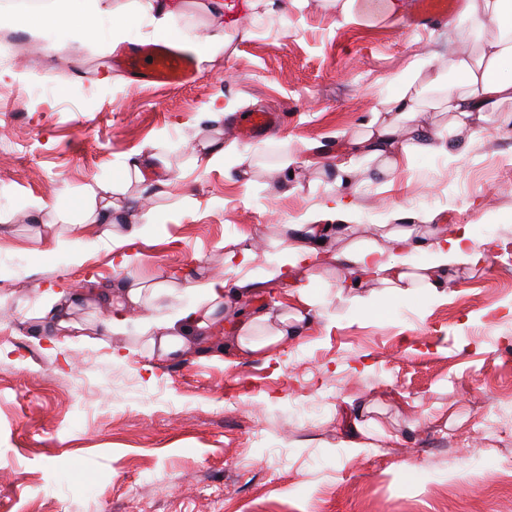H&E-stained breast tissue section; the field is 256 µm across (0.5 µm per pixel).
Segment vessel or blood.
I'll return each mask as SVG.
<instances>
[{
	"label": "vessel or blood",
	"instance_id": "vessel-or-blood-1",
	"mask_svg": "<svg viewBox=\"0 0 512 512\" xmlns=\"http://www.w3.org/2000/svg\"><path fill=\"white\" fill-rule=\"evenodd\" d=\"M448 6V0H415L411 22L421 26L445 20ZM120 67L140 84L167 87L189 83L197 63L169 43L135 44L124 52ZM281 119V114L273 111L251 112L240 120L237 129L242 140L248 141L276 127Z\"/></svg>",
	"mask_w": 512,
	"mask_h": 512
}]
</instances>
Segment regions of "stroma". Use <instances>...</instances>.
<instances>
[{"instance_id": "obj_1", "label": "stroma", "mask_w": 512, "mask_h": 512, "mask_svg": "<svg viewBox=\"0 0 512 512\" xmlns=\"http://www.w3.org/2000/svg\"><path fill=\"white\" fill-rule=\"evenodd\" d=\"M223 2L231 42L193 82L160 91L113 67L110 19L87 0H62L93 31L82 45L63 29L33 39L17 6L0 7V39L20 37L0 55V332L21 341L0 347V512H512V485L483 456L512 459L510 106L452 154L411 153L388 176L359 163L360 235L427 216L485 251L483 264L457 266L445 298L373 283L374 304L337 300L334 241L316 271L295 272L326 293L318 316L267 361L240 359L213 323L184 351L145 356L139 317L112 335L110 308L93 299L73 310L63 349L41 337L48 288L132 274L247 278L257 296L232 312L258 299L287 307L275 270L290 225L336 195L337 166L374 108L455 48L447 22L417 31L375 7L352 24L324 0H277L257 18L250 0ZM216 23L184 0L173 38L190 49ZM242 26L250 36H236ZM259 108L285 112L282 126L239 141V118ZM209 139L232 143L224 168L198 160ZM150 147L166 168L126 180V159ZM96 182L121 188L132 218L153 212L134 269L101 244L69 266L50 235H34L31 199L72 215ZM249 245L252 262L227 263ZM440 433L453 443L435 446ZM355 437L366 450L353 458Z\"/></svg>"}]
</instances>
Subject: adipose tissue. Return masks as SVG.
<instances>
[{
    "mask_svg": "<svg viewBox=\"0 0 512 512\" xmlns=\"http://www.w3.org/2000/svg\"><path fill=\"white\" fill-rule=\"evenodd\" d=\"M108 13L112 30L118 36L135 17L149 21L161 33L175 32L177 27L178 14L170 0H134L132 10L115 9ZM458 16L459 24L452 27L456 39L476 42V51L450 54L445 70L428 75L415 72L397 97L384 101L381 109L376 110L365 135L356 141L360 153L375 163L380 174H392L401 155L446 151L445 140L428 121L435 95H444L459 130L483 128L494 121L502 105H512V76L507 73L512 66V0H461ZM354 172V167H339V193L307 222L298 225L297 235L288 246L285 271L302 263L317 266L325 251V241L335 236L350 237L352 227L347 219L355 208ZM124 206L115 188L104 184L86 187L74 217L50 209L39 199L31 203L44 227L50 229L61 223L68 235L81 239L94 236L96 241L107 244L113 258L123 267L132 261L130 247L144 240L149 230L148 225L139 223L117 226L116 219ZM385 239L387 245L383 248L364 239H351L337 254V266L349 272L336 289L337 299L358 300L360 288L374 282L385 284L391 296L422 289L440 299L447 294L454 265L475 266L485 259L483 250L474 245L467 229L461 227L444 236H428L417 225L395 224L389 226ZM416 249L431 254L430 263L418 269L412 268L405 258L406 251ZM187 287L196 293L197 304L146 325L147 353L170 355L187 347L205 324L199 314L200 305H208L214 314L253 290L250 282L224 278L191 281ZM167 288L163 281L147 284L130 277L100 284L93 295L99 301L111 303L112 330L120 333L126 327L130 310L152 302ZM83 298V292L76 289L48 290L40 310L43 330L51 335L69 327L68 315ZM289 298L291 305L282 312L274 313L260 306L234 322L231 342L238 357L266 356L310 327L319 305L311 290L304 285L291 289Z\"/></svg>",
    "mask_w": 512,
    "mask_h": 512,
    "instance_id": "ef3b65f1",
    "label": "adipose tissue"
}]
</instances>
